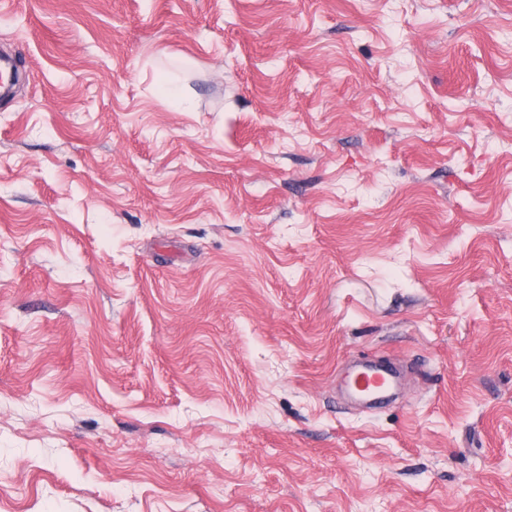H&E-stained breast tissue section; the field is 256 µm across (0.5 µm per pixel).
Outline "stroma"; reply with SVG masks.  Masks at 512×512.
Here are the masks:
<instances>
[{"mask_svg":"<svg viewBox=\"0 0 512 512\" xmlns=\"http://www.w3.org/2000/svg\"><path fill=\"white\" fill-rule=\"evenodd\" d=\"M7 53L0 512H512V0H0Z\"/></svg>","mask_w":512,"mask_h":512,"instance_id":"1","label":"stroma"}]
</instances>
